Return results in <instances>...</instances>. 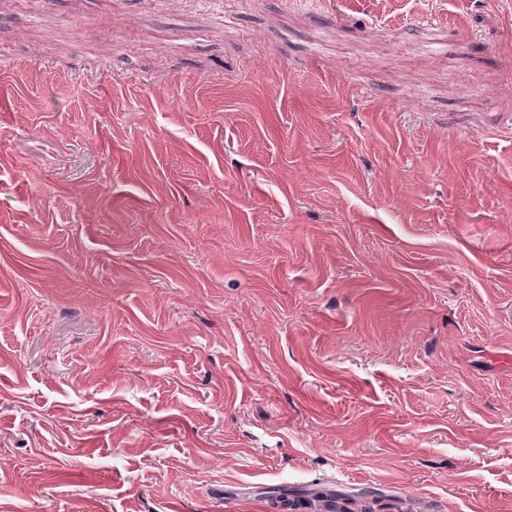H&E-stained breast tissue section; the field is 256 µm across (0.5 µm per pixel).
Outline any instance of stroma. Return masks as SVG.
<instances>
[{
    "mask_svg": "<svg viewBox=\"0 0 512 512\" xmlns=\"http://www.w3.org/2000/svg\"><path fill=\"white\" fill-rule=\"evenodd\" d=\"M500 353L512 0H0V512H512Z\"/></svg>",
    "mask_w": 512,
    "mask_h": 512,
    "instance_id": "stroma-1",
    "label": "stroma"
}]
</instances>
